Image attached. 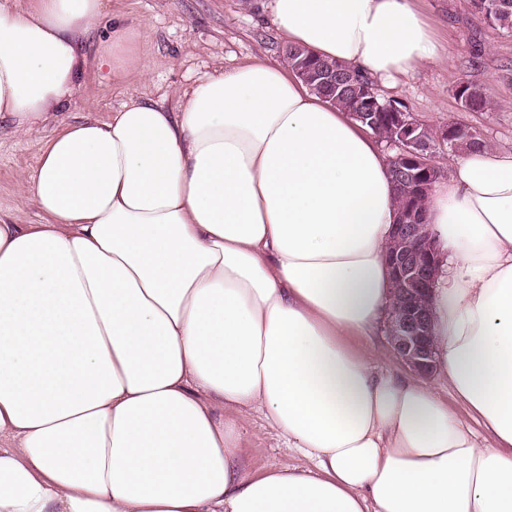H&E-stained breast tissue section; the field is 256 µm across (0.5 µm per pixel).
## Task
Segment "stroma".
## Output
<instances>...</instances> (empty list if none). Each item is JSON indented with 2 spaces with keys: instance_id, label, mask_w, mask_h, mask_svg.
Listing matches in <instances>:
<instances>
[{
  "instance_id": "1",
  "label": "stroma",
  "mask_w": 512,
  "mask_h": 512,
  "mask_svg": "<svg viewBox=\"0 0 512 512\" xmlns=\"http://www.w3.org/2000/svg\"><path fill=\"white\" fill-rule=\"evenodd\" d=\"M141 33L139 50L149 67L115 76L99 66L97 47L112 34L104 17L87 41L88 64L63 119H108L129 95L167 106L176 92L227 66L263 59L284 65L285 45L272 22V0H109ZM439 52L438 59L415 66L389 83H378L383 97L403 102L413 116L433 127L462 122L497 149L512 148V32L490 28L471 0H416ZM469 81L486 88L492 106L463 110L455 90ZM50 128L31 132L0 130V215L16 224H41L44 216L18 192L20 173L40 160ZM242 453L253 471L273 466H304L308 460L285 449L281 437L253 414L242 438Z\"/></svg>"
}]
</instances>
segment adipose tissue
<instances>
[{"mask_svg": "<svg viewBox=\"0 0 512 512\" xmlns=\"http://www.w3.org/2000/svg\"><path fill=\"white\" fill-rule=\"evenodd\" d=\"M107 0H0V126L59 127L0 217V512H512V151L424 204L431 389L375 371L401 213L378 136L257 60L169 109L59 123ZM286 43L387 81L437 57L414 0H274ZM116 18L98 54L146 70ZM310 461L252 473V411Z\"/></svg>", "mask_w": 512, "mask_h": 512, "instance_id": "obj_1", "label": "adipose tissue"}]
</instances>
